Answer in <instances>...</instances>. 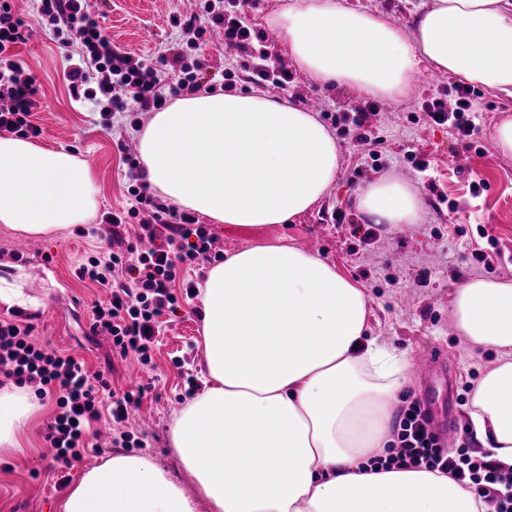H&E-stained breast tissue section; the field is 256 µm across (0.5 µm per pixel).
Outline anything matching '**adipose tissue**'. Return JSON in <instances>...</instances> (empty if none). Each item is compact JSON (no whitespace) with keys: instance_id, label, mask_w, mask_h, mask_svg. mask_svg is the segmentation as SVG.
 Listing matches in <instances>:
<instances>
[{"instance_id":"adipose-tissue-1","label":"adipose tissue","mask_w":512,"mask_h":512,"mask_svg":"<svg viewBox=\"0 0 512 512\" xmlns=\"http://www.w3.org/2000/svg\"><path fill=\"white\" fill-rule=\"evenodd\" d=\"M271 24L322 85L396 100L420 63L512 96V0H432L412 27L339 0H293ZM150 186L218 224H286L336 178L335 138L312 112L267 95L205 93L175 101L138 133ZM357 205L375 224H413L418 199L394 178ZM98 208L87 165L62 149L0 137V224L46 236ZM203 388L174 416L172 447L196 484L187 494L145 455L117 453L87 471L63 512H489L449 475L380 465L407 357L369 339L362 288L288 244L240 249L199 288ZM461 339L499 353L470 411L476 441L512 468V282L456 288ZM34 403L0 390V452L19 445Z\"/></svg>"}]
</instances>
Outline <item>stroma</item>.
<instances>
[{
  "instance_id": "obj_1",
  "label": "stroma",
  "mask_w": 512,
  "mask_h": 512,
  "mask_svg": "<svg viewBox=\"0 0 512 512\" xmlns=\"http://www.w3.org/2000/svg\"><path fill=\"white\" fill-rule=\"evenodd\" d=\"M290 0H250L247 20L263 37L272 56L291 68L293 81L280 92L282 101H314V114L331 126V113L354 108L370 99L367 93L339 84L322 86L295 68L282 32L269 18ZM204 0H91L104 34L121 51L146 59L175 40L180 30L174 15L199 10ZM26 23L27 40L16 48L18 59L40 87L34 121L42 129L38 145L64 149L96 175L98 210L121 208L126 202L124 153H137L133 133L144 128L149 114L136 111L118 115L111 130L99 125L98 113L75 102L64 75L62 51L48 24L36 17L34 0H14ZM456 76L437 74L433 83H414L408 97L373 98L378 114L372 124L375 143L360 147L354 131L337 135L339 168L327 196L310 212L290 224L243 227L215 224L211 230L225 253L244 247L287 239L289 244L336 265L364 288L370 298V335L396 353L425 351L439 361L426 378L415 379L400 398L401 405L417 401L426 407L434 429L447 438L450 450L484 456L472 437H459L471 426V398L478 380L498 361L491 347L474 348L457 335L450 319L456 288L471 278L512 281V156L500 152L495 134L498 124L512 118V96L479 86L473 96L477 128L471 139L458 141L450 128L426 122L422 103L432 94L451 90ZM427 161V172L413 167V158ZM393 177L405 181L419 200L414 224L370 225L356 203L369 184ZM483 180L473 194V179ZM344 212L346 223L333 215ZM373 227V238L362 228ZM25 242L24 258L14 256ZM100 236L85 234L75 224L41 238L0 224V320L32 325L37 340L57 351L84 358L90 372L109 374L112 387L124 391L132 383L147 392L128 424L142 451L168 470L185 487L193 480L171 447L170 427L186 396L188 377H199L203 366L201 320L196 302L183 299L176 313L163 315V331L150 363L138 378H130L127 362L112 345L90 336L94 302L105 291L80 279L78 269L88 257L102 251ZM487 254L488 263L475 260ZM52 402L38 404L21 440L20 449L0 456V512H62L69 488L106 459L90 455L69 469L55 468L44 428L52 418ZM456 434H449V426Z\"/></svg>"
}]
</instances>
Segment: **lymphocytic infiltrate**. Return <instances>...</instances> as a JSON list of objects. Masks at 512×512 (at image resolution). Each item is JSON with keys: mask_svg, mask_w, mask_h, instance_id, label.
<instances>
[{"mask_svg": "<svg viewBox=\"0 0 512 512\" xmlns=\"http://www.w3.org/2000/svg\"><path fill=\"white\" fill-rule=\"evenodd\" d=\"M40 19L52 27L60 46L66 49V79L72 97L90 102L102 120L112 113L137 108L141 112L161 109L168 97L198 92V70L204 59L186 63L179 44H172L156 59L147 60L114 47L90 14L87 0H40ZM242 0H206L203 14L174 18L183 34L203 37L221 28L225 59V89H232L237 73L250 82L287 89L293 76L272 59L265 44L254 42L245 21ZM24 21L11 0H0V133L21 138L37 137L41 129L32 121L39 88L17 59L15 49L24 43ZM454 102L435 98L424 105L429 122L448 125L458 139L475 131L471 88L454 85ZM128 202L126 207L105 213L104 251L90 257L80 268L81 278L105 288L109 297L95 304L90 331L107 336L120 357L136 356L148 364L160 318L176 312L175 292L180 269L219 259L216 236L195 215L157 202L150 191L139 160L125 155ZM136 224L134 238L125 228ZM12 384L33 391L39 399H54L56 411L46 426L45 440L53 459L62 467L101 452L95 426L108 420L110 444L127 448L131 437L124 426L142 396L117 392L104 372H90L84 360L53 350L37 341L31 325L0 321V387ZM396 464L424 467L448 473L464 489L495 512H512V471L494 460L467 453H449L431 426V417L420 403H410L400 421Z\"/></svg>", "mask_w": 512, "mask_h": 512, "instance_id": "lymphocytic-infiltrate-1", "label": "lymphocytic infiltrate"}]
</instances>
